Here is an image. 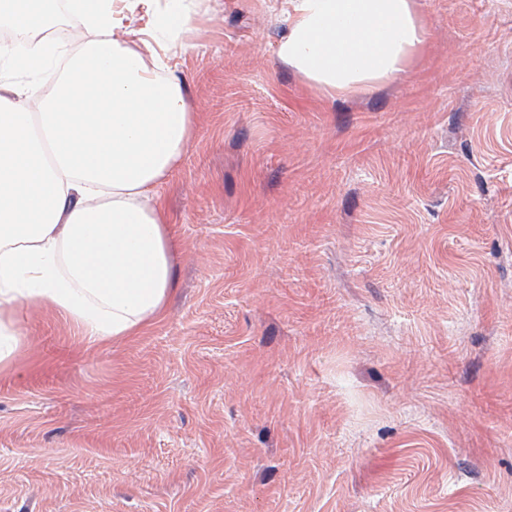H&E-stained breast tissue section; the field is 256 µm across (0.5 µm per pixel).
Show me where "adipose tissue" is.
Returning a JSON list of instances; mask_svg holds the SVG:
<instances>
[{"label":"adipose tissue","instance_id":"ef3b65f1","mask_svg":"<svg viewBox=\"0 0 512 512\" xmlns=\"http://www.w3.org/2000/svg\"><path fill=\"white\" fill-rule=\"evenodd\" d=\"M0 0L23 38L0 42V375L27 346L25 309L51 307L85 346L116 343L163 319L175 292V229L158 186L196 124L170 49L195 27L183 0ZM278 58L318 95L344 98L397 81L430 32L415 0H286ZM61 73L40 96L31 82ZM27 76L24 84L16 76Z\"/></svg>","mask_w":512,"mask_h":512}]
</instances>
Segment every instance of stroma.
<instances>
[{
    "mask_svg": "<svg viewBox=\"0 0 512 512\" xmlns=\"http://www.w3.org/2000/svg\"><path fill=\"white\" fill-rule=\"evenodd\" d=\"M176 291L0 377V512H512V0H416L402 80L317 96L284 0H186Z\"/></svg>",
    "mask_w": 512,
    "mask_h": 512,
    "instance_id": "35a3bbf8",
    "label": "stroma"
}]
</instances>
